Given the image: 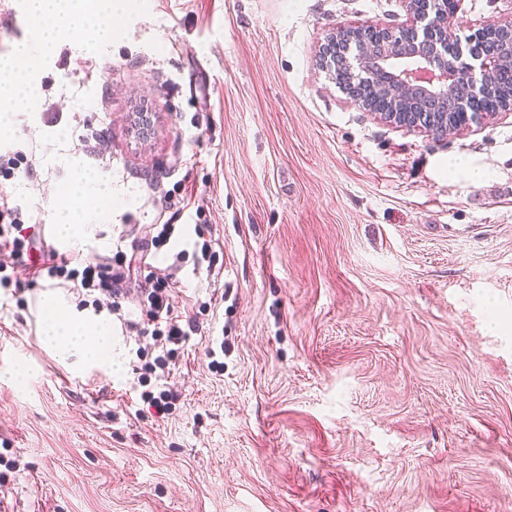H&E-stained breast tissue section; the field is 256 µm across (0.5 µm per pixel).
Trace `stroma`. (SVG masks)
Here are the masks:
<instances>
[{
  "label": "stroma",
  "instance_id": "1",
  "mask_svg": "<svg viewBox=\"0 0 512 512\" xmlns=\"http://www.w3.org/2000/svg\"><path fill=\"white\" fill-rule=\"evenodd\" d=\"M27 2L0 0V57L33 36ZM492 19L512 0H460L456 32ZM406 20L404 0H127L111 41L57 40L0 141L9 205L77 262L175 233L127 284L112 375L41 348L57 281L0 290V366L29 373L0 378V512H506L512 113L438 139L359 109L319 62L336 27ZM82 174L112 203L88 250L53 233ZM202 238L218 262L199 277ZM171 263L192 332L163 382L137 298ZM165 386L161 419L141 395Z\"/></svg>",
  "mask_w": 512,
  "mask_h": 512
}]
</instances>
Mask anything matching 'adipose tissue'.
<instances>
[{"mask_svg": "<svg viewBox=\"0 0 512 512\" xmlns=\"http://www.w3.org/2000/svg\"><path fill=\"white\" fill-rule=\"evenodd\" d=\"M125 9L126 0H29L36 37L34 41L18 44L13 57L0 59V137L6 133L2 114L21 104L30 110L36 106V98L29 90L31 80L19 68V59L33 57L47 61L61 33L60 20L71 15L76 16L78 26L91 28L98 41H109L112 19L123 14ZM73 192L80 196L86 207L79 213L69 208L62 211L54 234L64 245L76 241L84 243L91 238V206L105 196L98 181L85 176L78 180ZM38 311L41 347L59 361H74L83 370H112L115 336L111 318L78 308L52 291L43 293Z\"/></svg>", "mask_w": 512, "mask_h": 512, "instance_id": "adipose-tissue-1", "label": "adipose tissue"}]
</instances>
